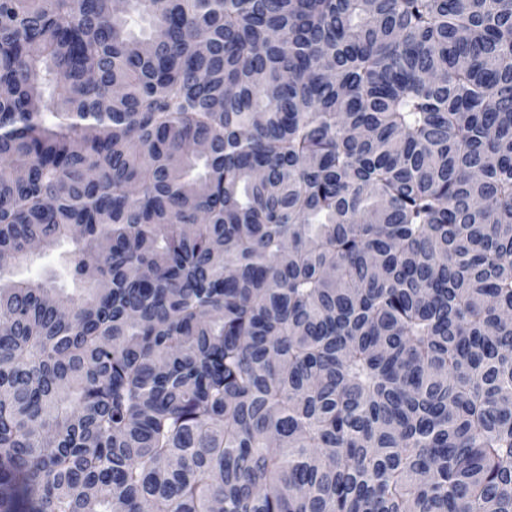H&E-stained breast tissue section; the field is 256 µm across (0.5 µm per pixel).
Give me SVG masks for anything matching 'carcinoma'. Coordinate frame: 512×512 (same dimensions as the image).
<instances>
[{
  "mask_svg": "<svg viewBox=\"0 0 512 512\" xmlns=\"http://www.w3.org/2000/svg\"><path fill=\"white\" fill-rule=\"evenodd\" d=\"M510 316L512 0H0V512H512Z\"/></svg>",
  "mask_w": 512,
  "mask_h": 512,
  "instance_id": "obj_1",
  "label": "carcinoma"
}]
</instances>
